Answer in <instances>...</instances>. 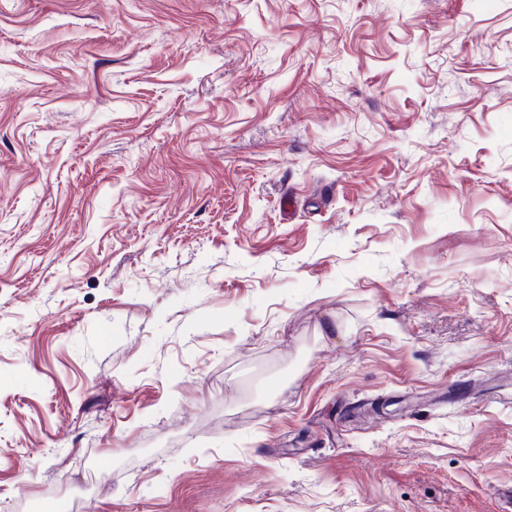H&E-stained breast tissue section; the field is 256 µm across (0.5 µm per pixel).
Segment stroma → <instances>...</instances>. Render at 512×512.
I'll return each instance as SVG.
<instances>
[{
	"label": "stroma",
	"instance_id": "stroma-1",
	"mask_svg": "<svg viewBox=\"0 0 512 512\" xmlns=\"http://www.w3.org/2000/svg\"><path fill=\"white\" fill-rule=\"evenodd\" d=\"M510 489L512 0H0V512Z\"/></svg>",
	"mask_w": 512,
	"mask_h": 512
}]
</instances>
